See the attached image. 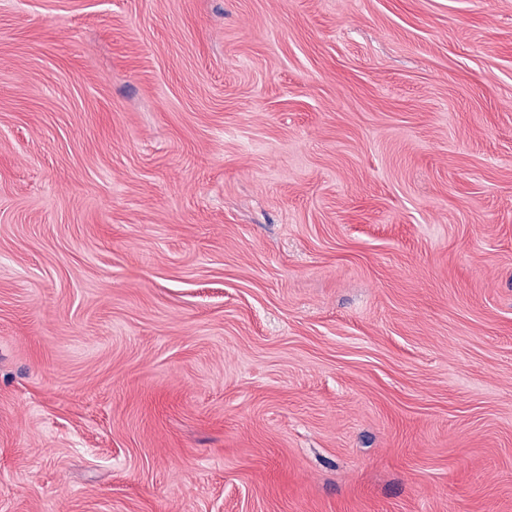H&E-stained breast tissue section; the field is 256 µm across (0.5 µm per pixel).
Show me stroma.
I'll list each match as a JSON object with an SVG mask.
<instances>
[{"label": "stroma", "mask_w": 512, "mask_h": 512, "mask_svg": "<svg viewBox=\"0 0 512 512\" xmlns=\"http://www.w3.org/2000/svg\"><path fill=\"white\" fill-rule=\"evenodd\" d=\"M0 512H512V0H0Z\"/></svg>", "instance_id": "35a3bbf8"}]
</instances>
